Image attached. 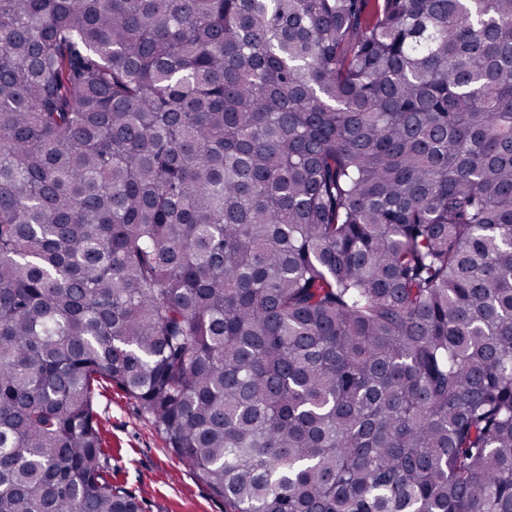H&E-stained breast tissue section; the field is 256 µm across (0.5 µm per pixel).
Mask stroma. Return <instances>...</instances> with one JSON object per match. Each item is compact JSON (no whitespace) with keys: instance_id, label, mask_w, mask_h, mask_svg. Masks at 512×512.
Segmentation results:
<instances>
[{"instance_id":"obj_1","label":"stroma","mask_w":512,"mask_h":512,"mask_svg":"<svg viewBox=\"0 0 512 512\" xmlns=\"http://www.w3.org/2000/svg\"><path fill=\"white\" fill-rule=\"evenodd\" d=\"M113 484L141 498L145 512H224V502L167 447L139 405L112 387L96 398Z\"/></svg>"}]
</instances>
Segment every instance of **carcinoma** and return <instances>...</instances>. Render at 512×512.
Returning <instances> with one entry per match:
<instances>
[{
  "label": "carcinoma",
  "mask_w": 512,
  "mask_h": 512,
  "mask_svg": "<svg viewBox=\"0 0 512 512\" xmlns=\"http://www.w3.org/2000/svg\"><path fill=\"white\" fill-rule=\"evenodd\" d=\"M512 512V0H0V512ZM103 448L112 454V484L141 498L145 512H224L211 494L169 449L139 405L114 386L96 398Z\"/></svg>",
  "instance_id": "1"
}]
</instances>
